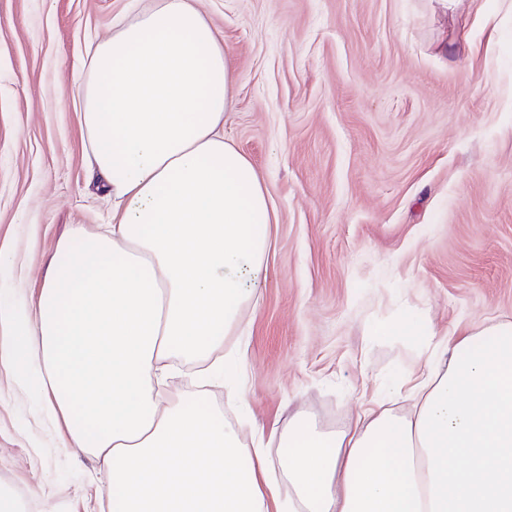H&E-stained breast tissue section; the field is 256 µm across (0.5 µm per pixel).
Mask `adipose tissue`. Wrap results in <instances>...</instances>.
<instances>
[{"mask_svg":"<svg viewBox=\"0 0 512 512\" xmlns=\"http://www.w3.org/2000/svg\"><path fill=\"white\" fill-rule=\"evenodd\" d=\"M88 55L79 120L112 222L72 225L37 297H0V375L108 475L109 512H512L510 319L425 321L412 379L338 430L294 413L275 456L262 426L170 402L178 360L247 400L271 192L224 138L234 65L193 0H151Z\"/></svg>","mask_w":512,"mask_h":512,"instance_id":"adipose-tissue-1","label":"adipose tissue"}]
</instances>
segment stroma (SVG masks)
<instances>
[{
    "label": "stroma",
    "mask_w": 512,
    "mask_h": 512,
    "mask_svg": "<svg viewBox=\"0 0 512 512\" xmlns=\"http://www.w3.org/2000/svg\"><path fill=\"white\" fill-rule=\"evenodd\" d=\"M149 0H0V275L30 299L91 194L74 91L91 40ZM233 56L224 138L269 185L271 275L247 327V410L329 427L362 388L408 379L401 304L439 328L512 317V0H196ZM37 402L0 381V491L25 512H92L95 488ZM418 317V314L405 313L403 310L397 309L391 320L379 328L378 333L383 336H405L411 329V319L414 318L417 321Z\"/></svg>",
    "instance_id": "stroma-1"
}]
</instances>
